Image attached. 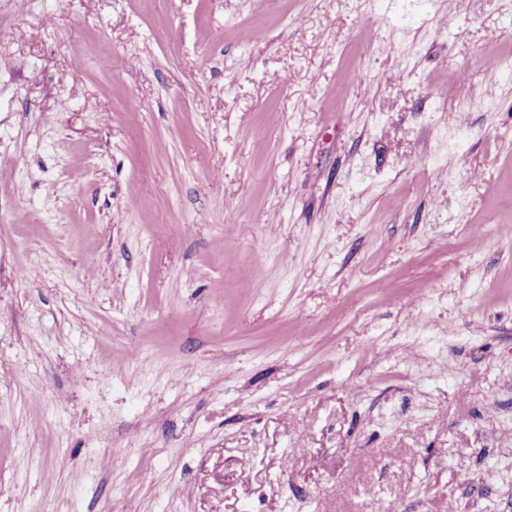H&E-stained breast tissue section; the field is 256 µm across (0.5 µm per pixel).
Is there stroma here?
Masks as SVG:
<instances>
[{
    "instance_id": "1",
    "label": "stroma",
    "mask_w": 512,
    "mask_h": 512,
    "mask_svg": "<svg viewBox=\"0 0 512 512\" xmlns=\"http://www.w3.org/2000/svg\"><path fill=\"white\" fill-rule=\"evenodd\" d=\"M449 503L512 512V0H0V512Z\"/></svg>"
}]
</instances>
